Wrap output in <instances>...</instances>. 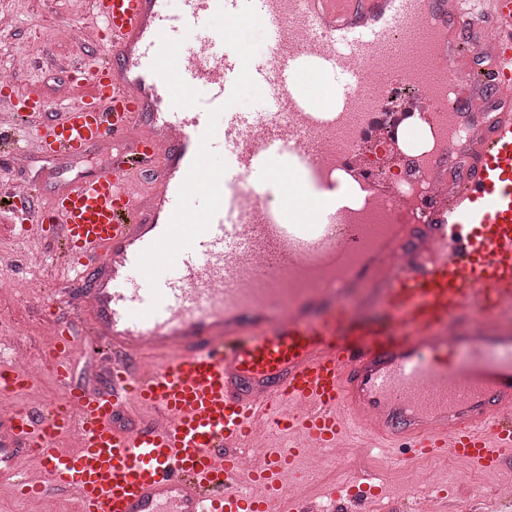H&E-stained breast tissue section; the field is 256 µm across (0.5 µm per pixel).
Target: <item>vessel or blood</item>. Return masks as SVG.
Returning a JSON list of instances; mask_svg holds the SVG:
<instances>
[{
	"label": "vessel or blood",
	"instance_id": "obj_1",
	"mask_svg": "<svg viewBox=\"0 0 512 512\" xmlns=\"http://www.w3.org/2000/svg\"><path fill=\"white\" fill-rule=\"evenodd\" d=\"M91 4L108 60L71 66L61 109L0 87L25 124L11 159L112 144L92 178L9 215L95 286L46 354L68 412L11 410L0 474L39 499L77 492L80 512H376L382 478L367 471L306 493L310 449L512 461V0ZM442 17L430 72L415 34ZM245 25L263 56L239 42ZM312 71L338 76L333 107L313 99ZM244 84L259 110L238 108ZM405 88L423 111L405 110ZM374 141L398 178L364 163ZM354 293L382 306L390 345L342 343ZM80 340L108 389L75 382ZM35 378L0 356L1 397ZM132 402L145 424L118 427ZM33 447L40 476L17 477ZM430 506L477 502L426 486L403 508Z\"/></svg>",
	"mask_w": 512,
	"mask_h": 512
}]
</instances>
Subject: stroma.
Wrapping results in <instances>:
<instances>
[{
	"label": "stroma",
	"mask_w": 512,
	"mask_h": 512,
	"mask_svg": "<svg viewBox=\"0 0 512 512\" xmlns=\"http://www.w3.org/2000/svg\"><path fill=\"white\" fill-rule=\"evenodd\" d=\"M11 14L16 23L12 36L0 38V72L14 70L11 53L14 46L23 47L35 61L34 67L15 71L19 86L39 85L45 96H53L56 88L66 82L71 62L95 54L94 43L84 40H63L59 34L74 23L70 11L56 9L48 0H0V13ZM111 149L88 147L75 156L59 155L37 158L27 167L12 168L0 156V183L15 187L17 205L34 201L47 203L58 188L77 180L95 175L105 167ZM0 249L12 252L38 251L48 260L44 266H20L0 269V342H9L11 349L23 350L28 357L39 359L54 341V330L48 316L64 317L69 310L50 304L51 290L65 287L61 276V258L55 241L42 237L22 238L10 228L0 227ZM36 279L44 286L37 292L20 290L19 280ZM307 471L315 473V481L308 489L313 493L324 492L330 486L345 483L351 472L369 470L382 476L390 499L401 498L405 489L414 483L425 486L447 485L460 487L458 472L450 458L432 457L405 465L390 462L386 451L377 449L361 456L349 458L338 467L318 473L313 460H306Z\"/></svg>",
	"instance_id": "1"
}]
</instances>
